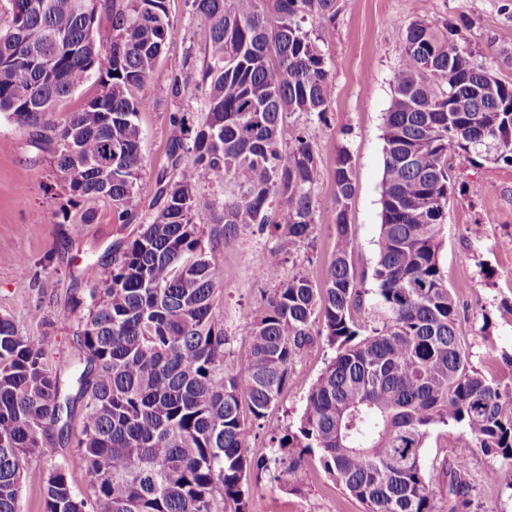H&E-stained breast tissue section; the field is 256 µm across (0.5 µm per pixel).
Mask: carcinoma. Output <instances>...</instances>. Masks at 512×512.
<instances>
[{
  "instance_id": "1",
  "label": "carcinoma",
  "mask_w": 512,
  "mask_h": 512,
  "mask_svg": "<svg viewBox=\"0 0 512 512\" xmlns=\"http://www.w3.org/2000/svg\"><path fill=\"white\" fill-rule=\"evenodd\" d=\"M7 2L0 113L53 133V165L71 198L105 199L129 217L146 106L135 89L175 33L167 0ZM191 11L210 37L201 74L207 113L190 144L186 116L170 113L171 172L158 177V210L105 271L102 288L62 313L68 320L85 310L71 378L51 371L43 344L0 317V512H19L30 476L43 512H249L250 474L300 491L313 460L364 512H435L421 459L433 428L465 429L459 471L474 447L512 465V382L481 373L462 348L457 300L439 260L453 190L448 156L472 151L512 164V82L473 63L470 46L449 29L416 20L401 36L384 130L378 303L363 327L353 315L364 292L350 260L356 182L347 150L336 157V244L324 283L281 274L282 260L317 224V162L302 136L282 141L283 119H322L334 96L328 62L302 22L315 17L330 32L336 0H191ZM104 12L112 29L105 41L96 36ZM94 71L100 92L50 122ZM218 206L224 242L255 225L276 238L263 277L273 288L261 294L250 351L233 367L216 313L223 275L195 222ZM318 317L335 356L296 425L272 432L271 455L256 459L249 425L278 403L295 360L314 343ZM77 406L78 453L29 467L50 431L69 438ZM74 469L88 476L83 492L69 481Z\"/></svg>"
}]
</instances>
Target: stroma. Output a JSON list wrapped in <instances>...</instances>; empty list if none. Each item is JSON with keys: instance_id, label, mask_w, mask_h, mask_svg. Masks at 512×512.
<instances>
[{"instance_id": "obj_1", "label": "stroma", "mask_w": 512, "mask_h": 512, "mask_svg": "<svg viewBox=\"0 0 512 512\" xmlns=\"http://www.w3.org/2000/svg\"><path fill=\"white\" fill-rule=\"evenodd\" d=\"M175 34L166 44L152 78L140 88L147 107L137 121L144 141L136 180L137 195L128 221H120L110 202L70 200L50 165L53 141L36 140L31 128L0 115V316L14 320L20 334L47 345V363L69 375L79 317L60 320L73 299L88 298L100 287L120 247L136 236L153 215L157 178L168 166V116L185 113L197 129L207 111L203 91L189 87L172 95L174 78L201 66L207 32L191 18L188 0H167ZM416 19L453 29L469 44L475 64L495 77L512 81V0H338L333 34L321 42L334 79V100L325 119L308 113L288 116L284 137L306 136L317 162L312 190L318 222L310 237L282 265L283 276L304 271L324 280L334 258L330 229L334 205V170L339 150L354 163L356 191L349 202L353 230L351 261L364 305L359 324L370 323L376 307L372 274L382 222L383 130L393 98V75L401 63L400 33ZM455 188L440 262L459 304L457 331L462 346L483 374L512 378V167L475 153L448 160ZM211 261L224 270L217 311L231 340L234 357L250 347L247 326L261 298L255 269L267 262L274 236L257 229L227 242L214 235L213 214L197 216ZM314 324V344L297 359L278 404L262 427L248 437L249 453L269 452V433L297 421L304 401L333 356ZM464 431L456 425L430 431L421 449L431 479L436 512H448V473L454 466ZM500 458L474 449L468 462L470 488L460 512H512V489L487 480ZM250 512H363L324 471L312 467L302 492L261 477L251 480Z\"/></svg>"}]
</instances>
